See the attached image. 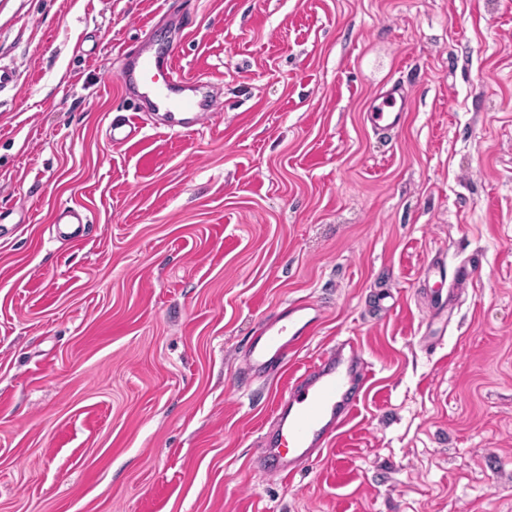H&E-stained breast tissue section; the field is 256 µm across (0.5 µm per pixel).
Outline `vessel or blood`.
<instances>
[{
	"mask_svg": "<svg viewBox=\"0 0 512 512\" xmlns=\"http://www.w3.org/2000/svg\"><path fill=\"white\" fill-rule=\"evenodd\" d=\"M124 85L144 89L156 107L165 111L171 127L189 131L210 114L198 91L185 88L174 64H160L149 48H142L121 75ZM407 101L395 93L373 104L367 119L373 130L395 129ZM141 125L125 118L111 123L108 140L125 145L138 137ZM319 309L308 301L291 303L286 313L266 321L249 342L246 366L255 376L282 374L288 368V353L314 326ZM370 378L354 339L337 343L335 351L293 378L274 417L275 440L266 449L262 463L274 473L292 477L296 467L313 459L331 443L357 407Z\"/></svg>",
	"mask_w": 512,
	"mask_h": 512,
	"instance_id": "b4317fda",
	"label": "vessel or blood"
}]
</instances>
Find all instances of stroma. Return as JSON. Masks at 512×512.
Instances as JSON below:
<instances>
[{
  "instance_id": "obj_1",
  "label": "stroma",
  "mask_w": 512,
  "mask_h": 512,
  "mask_svg": "<svg viewBox=\"0 0 512 512\" xmlns=\"http://www.w3.org/2000/svg\"><path fill=\"white\" fill-rule=\"evenodd\" d=\"M176 2L0 0V512H512V0ZM151 25L219 109L194 131L118 80ZM302 299L287 373L244 374ZM350 336L352 419L260 469ZM406 106L407 100L403 96H396V92L391 91L382 97L379 103H374L370 107L367 120L373 130L389 132L400 124ZM140 129V122L124 117L121 121H112L106 130V136L114 145H125L138 137Z\"/></svg>"
}]
</instances>
